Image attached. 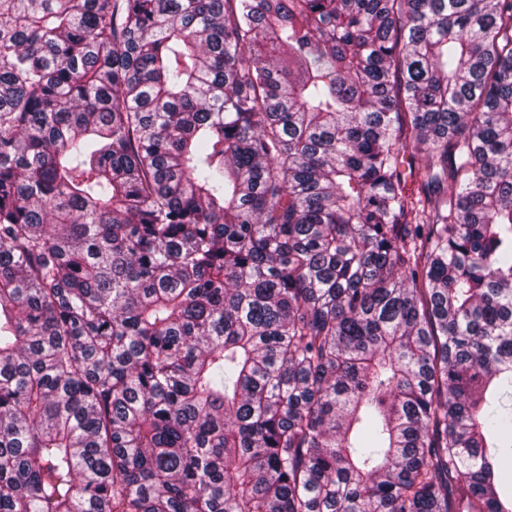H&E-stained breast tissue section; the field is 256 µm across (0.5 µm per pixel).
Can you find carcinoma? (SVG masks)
<instances>
[{"label": "carcinoma", "mask_w": 512, "mask_h": 512, "mask_svg": "<svg viewBox=\"0 0 512 512\" xmlns=\"http://www.w3.org/2000/svg\"><path fill=\"white\" fill-rule=\"evenodd\" d=\"M512 0H0V512H512Z\"/></svg>", "instance_id": "obj_1"}]
</instances>
